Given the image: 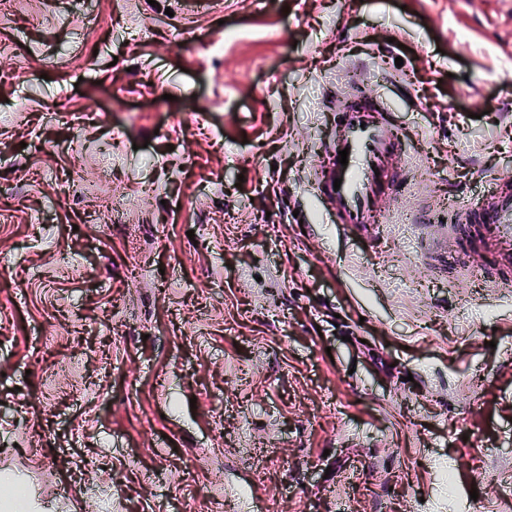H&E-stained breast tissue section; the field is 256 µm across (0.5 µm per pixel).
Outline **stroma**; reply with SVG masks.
Masks as SVG:
<instances>
[{
	"label": "stroma",
	"mask_w": 512,
	"mask_h": 512,
	"mask_svg": "<svg viewBox=\"0 0 512 512\" xmlns=\"http://www.w3.org/2000/svg\"><path fill=\"white\" fill-rule=\"evenodd\" d=\"M357 89L408 157L377 241L312 193ZM505 172L512 0H13L0 473L32 512H512V288L433 220ZM87 190L99 193L102 198V209L94 215L93 223L100 225L104 229H108L112 225V221L108 222L109 215L112 216V205L114 206V199H112V185L106 182V185H93Z\"/></svg>",
	"instance_id": "35a3bbf8"
}]
</instances>
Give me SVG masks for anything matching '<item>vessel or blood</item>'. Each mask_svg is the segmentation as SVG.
<instances>
[{"label": "vessel or blood", "instance_id": "obj_1", "mask_svg": "<svg viewBox=\"0 0 512 512\" xmlns=\"http://www.w3.org/2000/svg\"><path fill=\"white\" fill-rule=\"evenodd\" d=\"M404 135L383 99L358 92L336 114L327 165L313 185L316 197L346 231L378 229L394 192L405 185L399 165ZM346 163H339L340 151ZM457 246L494 260L501 287L512 286V175L492 178L486 195L461 207L448 227Z\"/></svg>", "mask_w": 512, "mask_h": 512}]
</instances>
